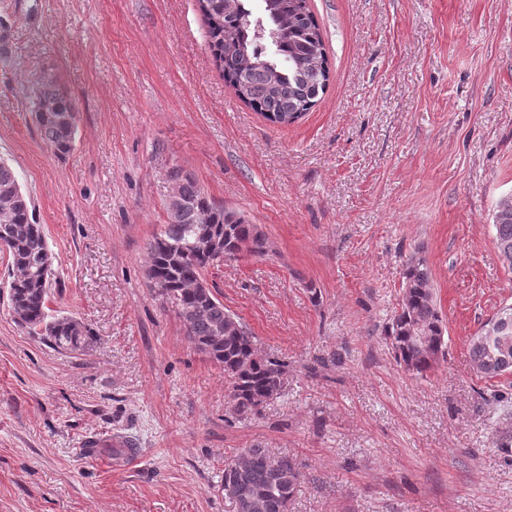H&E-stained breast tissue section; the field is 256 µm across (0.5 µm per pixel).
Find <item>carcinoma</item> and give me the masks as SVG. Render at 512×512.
<instances>
[{
  "label": "carcinoma",
  "mask_w": 512,
  "mask_h": 512,
  "mask_svg": "<svg viewBox=\"0 0 512 512\" xmlns=\"http://www.w3.org/2000/svg\"><path fill=\"white\" fill-rule=\"evenodd\" d=\"M207 25L208 44L224 81L238 99L280 126L295 123L324 94L330 71L323 31L309 0H262L257 15L246 0H196ZM31 106L42 141L58 154L71 150L76 138V104L42 79ZM164 229L149 243L146 278L158 294L175 303L190 344L224 366L237 415L257 414L280 394L284 369L260 356L241 319L224 309L205 272L226 259L262 255L265 238L257 225L213 202L189 176L171 175ZM209 226L215 253L196 246L200 225ZM494 240L512 269V200L494 214ZM9 241V303L19 324L58 349L84 348L90 329L71 316L57 317L47 306L53 275L52 254L43 225L35 222L31 201L21 191L14 169L0 160V240ZM496 315L507 324L489 332L484 323L469 341L475 373L494 378L512 373V304ZM395 360L407 371L425 375L445 355V327L437 307L433 273L423 250L405 261L399 308L386 327ZM429 337L423 346L418 337ZM298 464L274 458L264 448H247L224 464V495L235 512H288L301 483Z\"/></svg>",
  "instance_id": "1"
}]
</instances>
